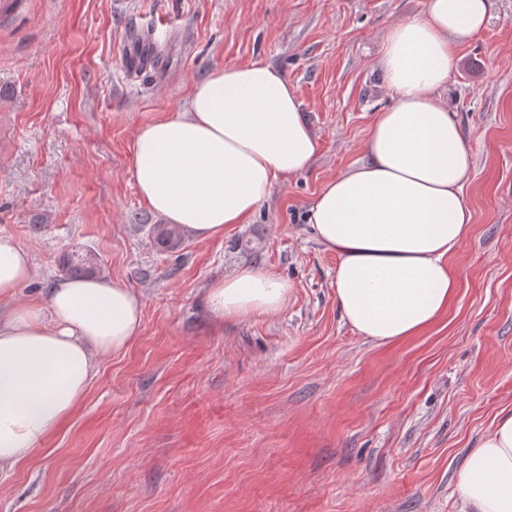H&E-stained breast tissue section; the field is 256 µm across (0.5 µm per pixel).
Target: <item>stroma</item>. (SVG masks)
I'll list each match as a JSON object with an SVG mask.
<instances>
[{"label": "stroma", "mask_w": 512, "mask_h": 512, "mask_svg": "<svg viewBox=\"0 0 512 512\" xmlns=\"http://www.w3.org/2000/svg\"><path fill=\"white\" fill-rule=\"evenodd\" d=\"M0 15V235L31 255L17 302L45 301L63 260L143 299L73 417L0 478V512H461L455 476L512 409V0H495L448 81L473 155L459 288L436 323L377 344L341 317L336 254L306 209L364 158L391 96L382 38L425 0H23ZM155 28L164 73L130 74ZM260 60L296 86L320 140L220 240L160 249L132 180L134 133L213 68ZM287 281L275 315L216 330L204 296L237 265ZM67 275L72 278H88L101 273L97 256L91 251L72 253L65 261Z\"/></svg>", "instance_id": "obj_1"}]
</instances>
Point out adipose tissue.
<instances>
[{
	"mask_svg": "<svg viewBox=\"0 0 512 512\" xmlns=\"http://www.w3.org/2000/svg\"><path fill=\"white\" fill-rule=\"evenodd\" d=\"M494 0H427L392 26L381 74L393 102L375 112L364 160L327 181L307 222L336 254V302L361 336L391 343L433 325L458 279L448 262L468 235L462 193L473 165L443 97L457 46L482 31ZM320 150L288 78L256 61L211 70L184 107L137 128L132 178L147 209L198 239L246 224L277 182ZM30 255L0 235V477L27 461L72 416L97 363L138 337L143 303L97 278L65 279L42 306L18 304ZM288 284L241 265L214 281L205 305L216 326L283 310ZM464 512H512V412L499 415L455 479Z\"/></svg>",
	"mask_w": 512,
	"mask_h": 512,
	"instance_id": "1",
	"label": "adipose tissue"
}]
</instances>
